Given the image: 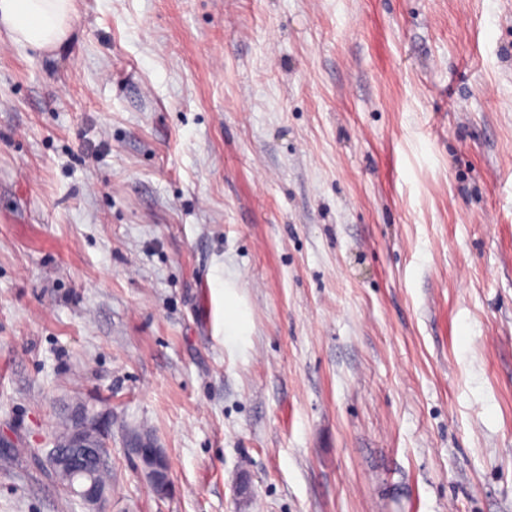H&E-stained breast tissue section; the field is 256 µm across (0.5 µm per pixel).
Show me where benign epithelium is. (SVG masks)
I'll return each instance as SVG.
<instances>
[{
    "label": "benign epithelium",
    "mask_w": 512,
    "mask_h": 512,
    "mask_svg": "<svg viewBox=\"0 0 512 512\" xmlns=\"http://www.w3.org/2000/svg\"><path fill=\"white\" fill-rule=\"evenodd\" d=\"M106 437L107 426L102 417L82 408L79 410L78 423L69 430L65 442L52 440L51 448L45 453L52 467L77 476L71 493L85 512H102L101 504L105 500L107 487L92 480V475L110 463L105 449ZM126 447L133 449L131 457L136 461L140 479L157 497L167 495L171 465L157 439L149 433L132 431L126 437Z\"/></svg>",
    "instance_id": "obj_1"
}]
</instances>
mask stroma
<instances>
[{
	"mask_svg": "<svg viewBox=\"0 0 512 512\" xmlns=\"http://www.w3.org/2000/svg\"><path fill=\"white\" fill-rule=\"evenodd\" d=\"M79 402L105 512H512V0H74L62 47L0 34V436ZM0 512L82 508L18 458ZM126 448L133 449L130 456L136 461L140 479L157 497L167 495L170 488L171 465L157 439L149 433L132 431L126 437Z\"/></svg>",
	"mask_w": 512,
	"mask_h": 512,
	"instance_id": "stroma-1",
	"label": "stroma"
}]
</instances>
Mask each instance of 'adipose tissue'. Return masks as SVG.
Listing matches in <instances>:
<instances>
[{"instance_id":"obj_1","label":"adipose tissue","mask_w":512,"mask_h":512,"mask_svg":"<svg viewBox=\"0 0 512 512\" xmlns=\"http://www.w3.org/2000/svg\"><path fill=\"white\" fill-rule=\"evenodd\" d=\"M71 14L72 0H0V29L14 44L44 51L67 38Z\"/></svg>"}]
</instances>
